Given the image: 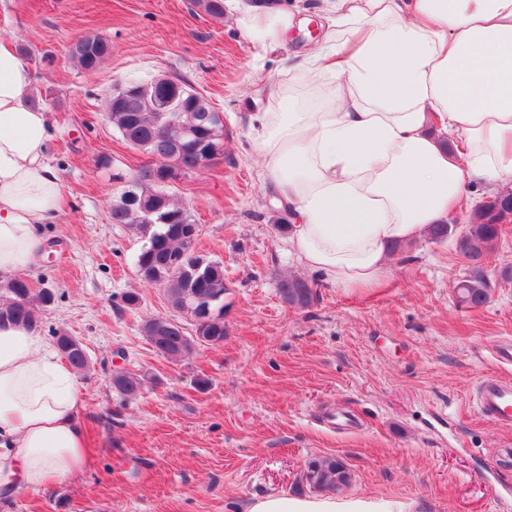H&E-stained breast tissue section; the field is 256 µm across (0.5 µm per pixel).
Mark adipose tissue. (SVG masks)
I'll list each match as a JSON object with an SVG mask.
<instances>
[{
	"mask_svg": "<svg viewBox=\"0 0 512 512\" xmlns=\"http://www.w3.org/2000/svg\"><path fill=\"white\" fill-rule=\"evenodd\" d=\"M321 40L289 71L333 83L306 111L284 94L250 117L266 178L293 221L288 251L340 288L380 286L391 249L427 236L475 182L512 189V0H321ZM255 56L297 15L239 7ZM0 44V273L32 266L62 205L47 114ZM77 376L30 327L0 325V501L64 483L90 457ZM249 512H372L332 496L268 495Z\"/></svg>",
	"mask_w": 512,
	"mask_h": 512,
	"instance_id": "adipose-tissue-1",
	"label": "adipose tissue"
}]
</instances>
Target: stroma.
<instances>
[{
	"label": "stroma",
	"instance_id": "obj_1",
	"mask_svg": "<svg viewBox=\"0 0 512 512\" xmlns=\"http://www.w3.org/2000/svg\"><path fill=\"white\" fill-rule=\"evenodd\" d=\"M302 19L287 41L254 57L233 7L216 21L191 0H0V40L31 50L33 97L47 113L66 206L45 229L37 262L21 277L54 300L35 304L46 344L82 343L78 374L92 455L60 485L23 491L0 512H246L252 499L306 494L313 456L341 459L352 474L341 503L379 512H512V470L490 463L512 445L474 404L493 356L512 336V284L489 302L460 304L463 260L453 240L399 245L381 287L352 291L320 282L307 308L279 296L278 279L311 278L272 223V202L252 150L248 115L279 95L280 70L322 29L318 0H284ZM110 45L98 71L67 57L78 37ZM183 79L224 118V158L171 186L199 226L197 251L224 267L221 344L171 362L154 351L144 321L166 316L192 330L135 262L145 240L112 223L113 194L146 158L106 117L113 84L127 76ZM138 292L130 308L121 297ZM144 379L124 399L109 380Z\"/></svg>",
	"mask_w": 512,
	"mask_h": 512
}]
</instances>
